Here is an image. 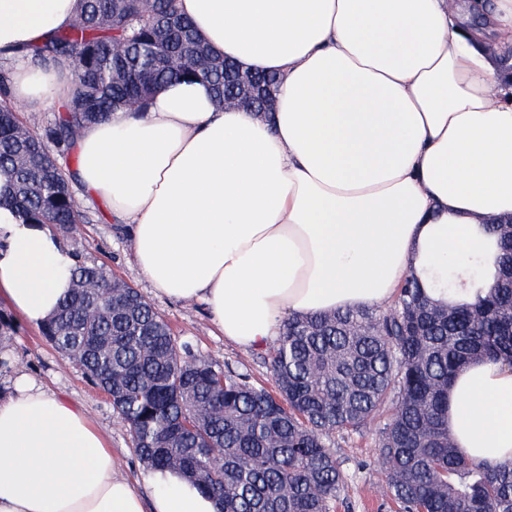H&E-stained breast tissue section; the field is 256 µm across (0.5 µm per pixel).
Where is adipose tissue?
<instances>
[{"instance_id":"obj_1","label":"adipose tissue","mask_w":512,"mask_h":512,"mask_svg":"<svg viewBox=\"0 0 512 512\" xmlns=\"http://www.w3.org/2000/svg\"><path fill=\"white\" fill-rule=\"evenodd\" d=\"M210 48L271 74V112L221 106L168 82L141 112L86 126L76 179L125 225L157 294L205 305L252 350L287 317L388 303L410 268L481 254L477 228L512 216V78L485 48L512 47V0H178ZM78 0H0L9 100L72 93L66 71L18 49L74 20ZM76 260L44 225L0 208V298L41 325ZM465 457L512 461V367L471 362L448 392ZM152 489L144 505L140 484ZM171 471L114 469L80 406L34 379L0 395V512H217Z\"/></svg>"}]
</instances>
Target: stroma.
Returning a JSON list of instances; mask_svg holds the SVG:
<instances>
[{"label":"stroma","instance_id":"1","mask_svg":"<svg viewBox=\"0 0 512 512\" xmlns=\"http://www.w3.org/2000/svg\"><path fill=\"white\" fill-rule=\"evenodd\" d=\"M74 195L83 215L75 230L62 240L80 261L104 266L116 278L136 288L168 323L178 341L190 342L200 353L213 357L230 371L251 383L272 388L269 349L247 350L225 340L199 302H176L156 295L132 259L128 236L113 224L108 208L85 196L82 186ZM29 377L51 391L79 405L105 435L117 472L137 479L145 467L139 460L133 439L113 410L107 396L93 385L80 367L58 352L40 328L25 323L0 298V391L8 392L20 377ZM334 441L340 448V466L345 485L336 501L335 512H393L385 498L376 455L377 429L340 433Z\"/></svg>","mask_w":512,"mask_h":512}]
</instances>
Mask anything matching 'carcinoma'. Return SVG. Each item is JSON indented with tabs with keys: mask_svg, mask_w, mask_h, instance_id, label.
<instances>
[{
	"mask_svg": "<svg viewBox=\"0 0 512 512\" xmlns=\"http://www.w3.org/2000/svg\"><path fill=\"white\" fill-rule=\"evenodd\" d=\"M194 64L165 68L166 55ZM40 69L66 68L72 97L40 130L6 103L0 75V207L27 224L63 232L82 218L70 175L49 145L68 152L82 128L171 80H201L216 101L258 112L275 76L211 55L177 0H79L67 28L25 49ZM495 254L456 274L434 300L412 268L384 309L290 318L270 355L277 394L177 343L135 288L77 262L72 288L42 333L95 386L112 394L141 462L172 471L211 495L219 512H331L345 484L331 436L378 428L384 495L399 512H512V463L459 455L448 431V391L484 359L512 365V221L483 224ZM223 449V460L211 452Z\"/></svg>",
	"mask_w": 512,
	"mask_h": 512,
	"instance_id": "carcinoma-1",
	"label": "carcinoma"
}]
</instances>
